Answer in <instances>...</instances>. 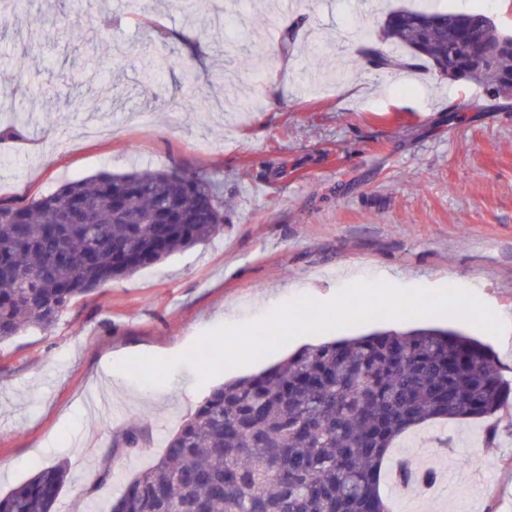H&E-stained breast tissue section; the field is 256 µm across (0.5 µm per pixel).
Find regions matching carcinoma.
<instances>
[{"label": "carcinoma", "instance_id": "obj_1", "mask_svg": "<svg viewBox=\"0 0 512 512\" xmlns=\"http://www.w3.org/2000/svg\"><path fill=\"white\" fill-rule=\"evenodd\" d=\"M381 40L404 54L358 46L376 68L424 61L512 96V35L482 12L397 8ZM478 44L495 56L479 60ZM223 232L220 185L173 168L101 171L0 202V342L46 331L76 299ZM494 362L489 345L433 326L306 346L213 388L105 512H392L381 484L398 439L512 404ZM68 479L63 464L43 468L0 497V512H53Z\"/></svg>", "mask_w": 512, "mask_h": 512}]
</instances>
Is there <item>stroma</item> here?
Instances as JSON below:
<instances>
[{
    "label": "stroma",
    "mask_w": 512,
    "mask_h": 512,
    "mask_svg": "<svg viewBox=\"0 0 512 512\" xmlns=\"http://www.w3.org/2000/svg\"><path fill=\"white\" fill-rule=\"evenodd\" d=\"M417 0H107L104 12L71 0H18L0 12V90L22 140L0 142V199L26 203L68 180L108 170L176 167L224 188V232L134 276L77 299L50 332L0 342V497L38 470L65 464L71 480L56 512H89L163 452L209 392L257 373L305 335L255 363L198 383L178 365L143 386L117 370L133 356L172 358L215 327L275 306L333 298L344 272L401 287L473 291L502 321L493 336L461 318L429 317L488 344L512 379V98L489 100L463 80L425 69H378L353 50L350 23L378 40L389 9ZM304 17L291 55L269 29ZM264 36L258 62L226 64L240 26ZM98 36L96 46L72 31ZM195 45L211 81L190 87L173 60L149 85L145 59L121 45ZM495 440H487V425ZM490 424L452 422V446L434 427L402 437L393 457L439 470L432 500L387 483L398 512H512V407ZM129 427L143 451H121Z\"/></svg>",
    "instance_id": "1"
}]
</instances>
